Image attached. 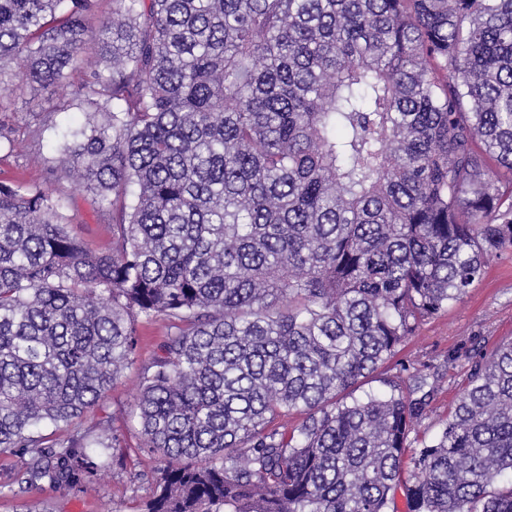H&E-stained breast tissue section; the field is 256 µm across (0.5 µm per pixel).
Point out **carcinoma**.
Wrapping results in <instances>:
<instances>
[{"instance_id": "cac0c4a2", "label": "carcinoma", "mask_w": 512, "mask_h": 512, "mask_svg": "<svg viewBox=\"0 0 512 512\" xmlns=\"http://www.w3.org/2000/svg\"><path fill=\"white\" fill-rule=\"evenodd\" d=\"M97 5L0 0V100L78 74L55 173L112 214L89 251L0 182V495L129 455L81 419L162 320L140 512H512V341L429 442L402 381L356 395L512 248V0Z\"/></svg>"}]
</instances>
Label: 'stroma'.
<instances>
[{
  "label": "stroma",
  "instance_id": "1",
  "mask_svg": "<svg viewBox=\"0 0 512 512\" xmlns=\"http://www.w3.org/2000/svg\"><path fill=\"white\" fill-rule=\"evenodd\" d=\"M75 84L38 89L35 99L44 116L40 136H33L23 96H13L5 118L15 129L13 145L0 146V182L37 186L68 195L67 211L73 234L93 251L108 247L112 218L97 213L93 196L81 184L56 178L55 144L68 129L86 124L89 115L80 107L67 112L52 111L60 97L75 95ZM135 364L114 383L105 400L91 408L82 420L91 427L109 421L115 434L130 449L126 460H113L104 490L74 495L45 486L12 497L0 496V512H139L149 494L148 478L158 466L157 456L140 452L139 427L130 416L140 383L142 365L158 353L164 340L163 321L140 322ZM512 341V250L491 258L480 284L459 302L426 322L408 337L398 351L365 381L367 391L382 389L384 380L403 376L405 370H421L435 379L436 386L417 431L420 439L430 440L446 422L468 383V359L474 349L491 351L501 342Z\"/></svg>",
  "mask_w": 512,
  "mask_h": 512
}]
</instances>
